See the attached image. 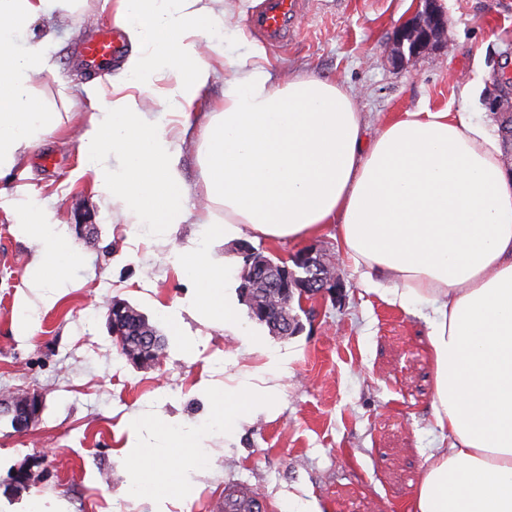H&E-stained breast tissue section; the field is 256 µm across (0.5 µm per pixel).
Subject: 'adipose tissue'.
I'll list each match as a JSON object with an SVG mask.
<instances>
[{
    "instance_id": "adipose-tissue-1",
    "label": "adipose tissue",
    "mask_w": 512,
    "mask_h": 512,
    "mask_svg": "<svg viewBox=\"0 0 512 512\" xmlns=\"http://www.w3.org/2000/svg\"><path fill=\"white\" fill-rule=\"evenodd\" d=\"M76 0H0V176L10 173L62 121L37 84L53 69L47 46L56 26L74 23ZM128 51L111 90L79 84L62 102L89 111L76 140L98 191L117 213L154 231L186 223L180 160L190 127L199 132L213 235L243 232L297 240L336 225L366 288L390 281L383 298L407 306L431 299L434 423L447 447L425 464L409 512H512V174L498 141L450 112H410L364 145L360 112L345 87L313 74L275 71L263 48L229 60L213 32L236 0H102ZM36 45L18 38L34 23ZM224 100L202 106L216 68ZM173 116L161 123L156 111ZM18 223L40 247L26 286L43 304L64 287L74 243L27 205ZM182 277L202 312L239 320L221 302L236 255L215 259L206 240L180 250ZM268 366L248 370L251 387H225L229 406L212 417L231 438L270 408ZM145 449L126 448L131 492L167 496L163 476L143 478Z\"/></svg>"
}]
</instances>
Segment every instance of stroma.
I'll use <instances>...</instances> for the list:
<instances>
[{"instance_id": "stroma-1", "label": "stroma", "mask_w": 512, "mask_h": 512, "mask_svg": "<svg viewBox=\"0 0 512 512\" xmlns=\"http://www.w3.org/2000/svg\"><path fill=\"white\" fill-rule=\"evenodd\" d=\"M417 7V0H311L296 40L266 53L282 73L306 68L349 88L366 138L409 112L448 111L497 133L483 96L494 74L512 72V0H445L438 48L394 60L387 44ZM112 28L103 16L81 33H61L39 94L54 100L64 84L115 74L120 59L93 74L78 61L85 42ZM19 185L44 203L46 220L79 255L64 271L57 303L36 307L19 327L37 244L18 231L11 207H0V396L44 397L30 430L0 418V512H29L35 501L42 512H152L128 490L122 448L130 423H139L149 447L165 419L206 425L224 404L225 385L245 383L246 366L264 364L279 377L273 407L232 442L214 430L201 457H188L169 476V484L185 482L190 491L170 495L168 512H224L225 490L241 484L265 498L270 512H286L292 501L320 512H407L426 458L446 443L432 416L431 303L400 308L367 291L330 226L311 240L254 245L288 261L310 250L333 267L336 291L307 302L301 331L272 334L237 293L239 321L229 328L191 307L194 290L173 257L202 225H179L162 239L113 223L69 125L0 179L9 193ZM84 222L96 234L79 235L75 226ZM116 297L164 335L160 366L140 369L121 354L107 326V304ZM20 469L31 472L27 485L13 481Z\"/></svg>"}]
</instances>
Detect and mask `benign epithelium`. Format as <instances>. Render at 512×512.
I'll use <instances>...</instances> for the list:
<instances>
[{"label":"benign epithelium","mask_w":512,"mask_h":512,"mask_svg":"<svg viewBox=\"0 0 512 512\" xmlns=\"http://www.w3.org/2000/svg\"><path fill=\"white\" fill-rule=\"evenodd\" d=\"M422 10L414 18L397 29L389 45L390 55L400 60L406 56H417L436 44L447 27L439 0H419ZM487 104L496 112H512V84L500 77L493 79L487 90ZM42 410L41 401L26 394H16L0 399V414L14 419L26 429L38 420Z\"/></svg>","instance_id":"benign-epithelium-1"}]
</instances>
